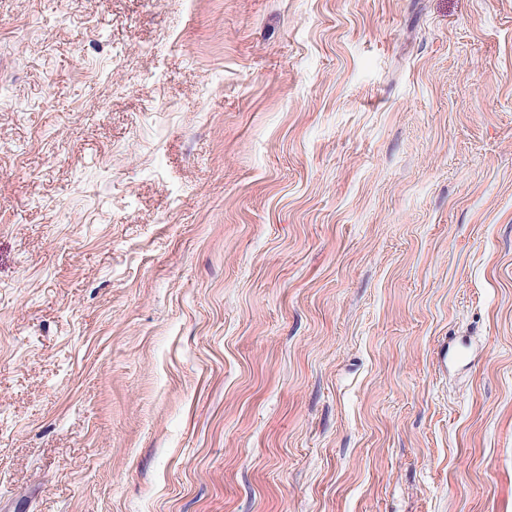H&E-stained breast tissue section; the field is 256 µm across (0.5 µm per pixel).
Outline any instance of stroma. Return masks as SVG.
<instances>
[{
    "mask_svg": "<svg viewBox=\"0 0 512 512\" xmlns=\"http://www.w3.org/2000/svg\"><path fill=\"white\" fill-rule=\"evenodd\" d=\"M0 512H512V0H0Z\"/></svg>",
    "mask_w": 512,
    "mask_h": 512,
    "instance_id": "35a3bbf8",
    "label": "stroma"
}]
</instances>
